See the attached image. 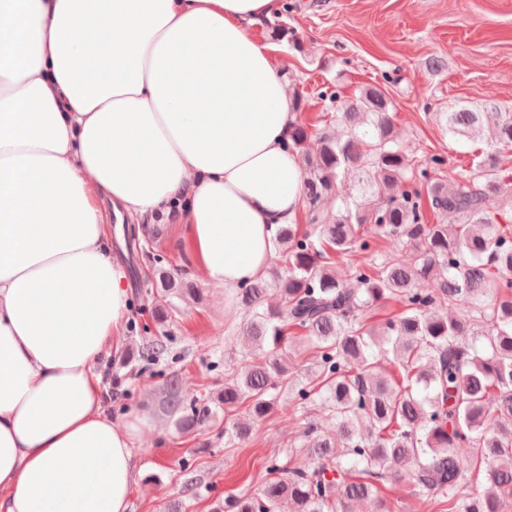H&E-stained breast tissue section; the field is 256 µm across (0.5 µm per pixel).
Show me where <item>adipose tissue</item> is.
<instances>
[{"instance_id": "adipose-tissue-1", "label": "adipose tissue", "mask_w": 512, "mask_h": 512, "mask_svg": "<svg viewBox=\"0 0 512 512\" xmlns=\"http://www.w3.org/2000/svg\"><path fill=\"white\" fill-rule=\"evenodd\" d=\"M278 0H0V512H129L135 422L99 366L128 316L103 202L177 207L235 293L295 224L304 174Z\"/></svg>"}]
</instances>
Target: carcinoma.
I'll use <instances>...</instances> for the list:
<instances>
[{
  "label": "carcinoma",
  "instance_id": "cac0c4a2",
  "mask_svg": "<svg viewBox=\"0 0 512 512\" xmlns=\"http://www.w3.org/2000/svg\"><path fill=\"white\" fill-rule=\"evenodd\" d=\"M321 97L336 106L341 137L323 133L315 156L307 152L309 128L293 123L288 149L306 160L304 207L312 229L278 228L284 268L244 282L235 294L244 310L242 334L266 362L224 382L220 403L231 419L224 433L237 439L277 407L279 382L288 379L286 341L313 350V366L296 390L297 407L319 408L336 427L332 434L308 423L303 442L308 468L272 461L255 494L230 496L213 512H353L372 500L390 512L380 494L386 482L407 480L434 512H508L512 508V235L485 209L489 195L512 204V176L488 152L474 166L444 182L434 173L439 154L412 162L394 131L390 101L379 85L341 100L327 87ZM429 117L456 141L479 137L484 121L498 145L512 146V107L462 104ZM351 179L356 196L339 197ZM340 199L336 218L322 221L325 205ZM446 221L430 224L426 210ZM370 224L374 235L363 233ZM392 239L412 251L407 263L377 261L379 241ZM355 252L371 259L347 266ZM157 317L173 299L196 294L158 268ZM421 280L434 282L425 291ZM390 302L396 314L370 324L364 313ZM468 308L470 317L449 310ZM168 336H153L145 358L167 350ZM168 402L180 413L176 426L190 433L213 417L204 399L184 402L168 384ZM466 460L469 474L462 473Z\"/></svg>",
  "mask_w": 512,
  "mask_h": 512
}]
</instances>
